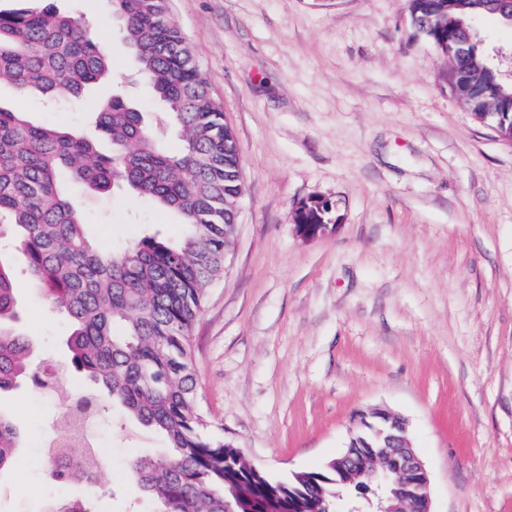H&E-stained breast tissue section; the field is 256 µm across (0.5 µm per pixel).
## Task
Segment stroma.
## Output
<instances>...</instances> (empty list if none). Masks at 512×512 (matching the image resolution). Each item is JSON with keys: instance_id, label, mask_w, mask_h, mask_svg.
Returning <instances> with one entry per match:
<instances>
[{"instance_id": "obj_1", "label": "stroma", "mask_w": 512, "mask_h": 512, "mask_svg": "<svg viewBox=\"0 0 512 512\" xmlns=\"http://www.w3.org/2000/svg\"><path fill=\"white\" fill-rule=\"evenodd\" d=\"M242 162L232 250L193 336L198 402L253 465L281 478L345 449L356 411L404 417L433 512H512V145L474 118L448 58L411 25L408 0H170ZM512 70V27L472 21ZM0 89L36 124H90ZM86 233L117 251L178 216L125 192L76 190ZM325 199L337 228L302 237L295 210ZM19 329L84 388L63 345L70 325L16 267ZM21 434L0 474V512H49L87 496L95 512H150L127 460L165 440L102 409L108 464L95 486L49 480L42 433L59 406L33 386L0 395Z\"/></svg>"}]
</instances>
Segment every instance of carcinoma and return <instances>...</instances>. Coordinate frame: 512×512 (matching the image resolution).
<instances>
[{"label":"carcinoma","instance_id":"obj_1","mask_svg":"<svg viewBox=\"0 0 512 512\" xmlns=\"http://www.w3.org/2000/svg\"><path fill=\"white\" fill-rule=\"evenodd\" d=\"M409 0L412 24L440 52L446 43L470 42L448 56V81L479 120L497 124L512 113V88L493 60L469 41L479 13L495 14L496 0ZM121 18L122 38L138 76L163 105L145 121L131 99L115 93L98 106L94 134L33 124L0 105V224L15 228L14 247L50 307L71 324L65 345L74 369L92 386L87 409L102 396L144 427L162 434L166 448L135 458L129 475L158 512H360L356 485L325 467L303 476L274 478L240 459L224 436L210 429L197 401L193 330L206 287L224 272L238 198L242 194L237 141L181 30L169 0H109ZM108 54L95 32L63 14L50 0L28 9L0 10V85L36 92L44 107L77 103L84 91L110 77ZM99 136L112 153L99 151ZM171 136L179 149L169 152ZM70 182L98 193L120 186L181 219L186 233L172 243L148 234L108 252L85 233V216L66 192ZM331 205L304 203L299 224L330 221ZM15 280L0 261V394L23 383L64 399L68 393L39 373L34 345L13 329ZM122 333L114 332L115 326ZM14 422L0 414V472L19 444ZM102 464L93 448L64 464L50 459L52 479L94 480Z\"/></svg>","mask_w":512,"mask_h":512}]
</instances>
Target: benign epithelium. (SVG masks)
<instances>
[{
	"label": "benign epithelium",
	"mask_w": 512,
	"mask_h": 512,
	"mask_svg": "<svg viewBox=\"0 0 512 512\" xmlns=\"http://www.w3.org/2000/svg\"><path fill=\"white\" fill-rule=\"evenodd\" d=\"M297 228L302 236L316 238L334 231L336 224H299ZM357 431L362 436L336 458V466L351 461V450L357 448L362 459L360 476L365 478L362 486L370 488L373 479L391 482L390 505L383 512H432L429 475L407 438V421L374 408L357 415Z\"/></svg>",
	"instance_id": "obj_1"
}]
</instances>
